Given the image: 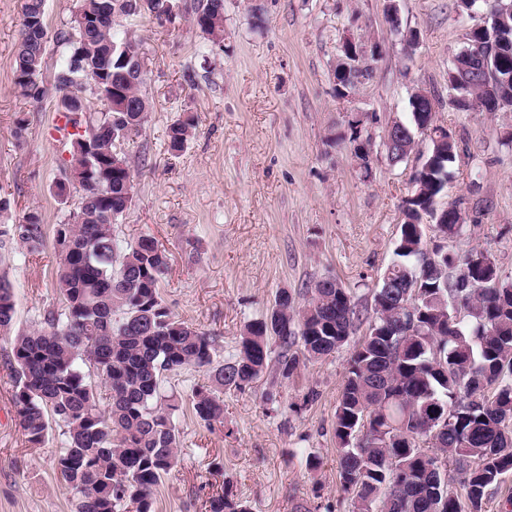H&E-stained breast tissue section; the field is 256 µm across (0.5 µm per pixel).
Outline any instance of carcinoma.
<instances>
[{
    "instance_id": "obj_1",
    "label": "carcinoma",
    "mask_w": 512,
    "mask_h": 512,
    "mask_svg": "<svg viewBox=\"0 0 512 512\" xmlns=\"http://www.w3.org/2000/svg\"><path fill=\"white\" fill-rule=\"evenodd\" d=\"M126 2L79 0L92 20L84 25L74 15L55 34V92L63 98L55 112L86 110L83 119L70 118L75 132L61 172L87 173L90 183L76 190V206L54 229L53 246L63 255L55 274L60 307L12 333L14 288L0 274V335L12 336L15 421L25 441L40 445L60 430L64 447L54 467L76 494L75 512H152L154 488L176 467L180 448V401L165 394L167 377L189 368L206 373L190 402L213 430L224 425V388L243 390L272 367L287 378L299 357L328 356L365 324L335 413L339 477L352 512H463L462 497L469 512H483L512 474V279L483 251L426 262L424 217L434 212L446 220L439 229L448 237L463 229L460 205L438 207L457 141L431 145L428 169L414 177L418 195L405 202L395 259L371 311L359 309L333 278L316 282L302 307L283 290L270 313L244 326L236 353L216 366L215 337L177 319L162 300L168 259L155 238L124 248L116 235L133 199L121 143L147 116L136 74L141 45L116 20L166 13L165 0H150L136 13ZM193 25L221 44L224 4L206 0ZM45 28L46 0H24L14 83L35 102L47 93ZM453 72V110L465 112L491 95L488 84L473 87ZM91 97L101 111H89ZM195 128L192 115L171 124L169 149L182 151ZM8 234L30 253L46 243L35 212L0 231ZM416 275L425 276L424 291L406 307L402 295ZM434 430L438 442L428 447ZM205 512L249 508L225 489L208 498Z\"/></svg>"
}]
</instances>
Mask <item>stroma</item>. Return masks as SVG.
<instances>
[{"mask_svg": "<svg viewBox=\"0 0 512 512\" xmlns=\"http://www.w3.org/2000/svg\"><path fill=\"white\" fill-rule=\"evenodd\" d=\"M392 3L396 31L387 20ZM22 4L0 0V193L13 219L35 210L51 229L67 210L52 186L68 152L52 135L54 97L35 103L14 84ZM199 4L178 0L163 22H122L143 45L148 112L122 145L134 195L117 233L128 244L157 240L169 260L164 303L215 336V362L234 352L245 324L280 291L301 306L315 282L334 278L358 304L371 303L430 149L417 134L414 153L395 165L384 145L387 126L409 118L417 88L435 90L437 121L460 142L442 202L468 210L461 235L445 239L431 225L427 237L459 258L488 252L512 278V112L448 104V63L486 5L470 16L456 0H224V41L215 46L192 23ZM407 30L418 35L409 49ZM346 39L365 49L372 73L342 99L334 71ZM186 112L197 118L196 134L174 155L167 131ZM356 115L365 164L345 138ZM20 116L27 128L19 137ZM1 254L0 272L15 288V328L59 307L53 248L31 253L10 238ZM11 350L0 336V512H74L76 495L54 469L58 431L32 446L15 425ZM350 355L345 346L301 362L288 379L271 371L250 388L225 391L224 425L212 432L184 407L175 417L180 462L156 487L153 512H205L227 485L250 512H351L334 434ZM269 392L276 403L266 402ZM308 454L317 469L306 468ZM216 459L223 469L213 468Z\"/></svg>", "mask_w": 512, "mask_h": 512, "instance_id": "obj_1", "label": "stroma"}]
</instances>
